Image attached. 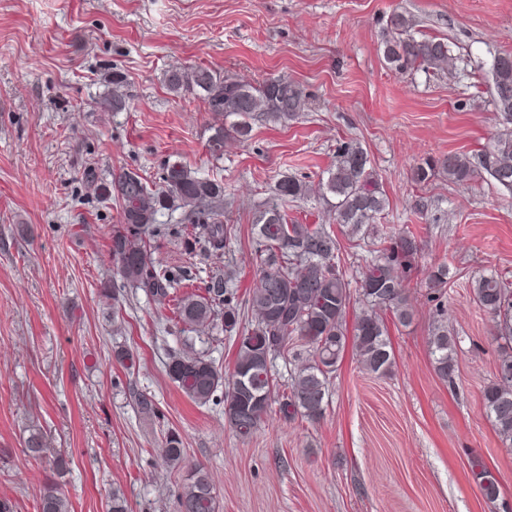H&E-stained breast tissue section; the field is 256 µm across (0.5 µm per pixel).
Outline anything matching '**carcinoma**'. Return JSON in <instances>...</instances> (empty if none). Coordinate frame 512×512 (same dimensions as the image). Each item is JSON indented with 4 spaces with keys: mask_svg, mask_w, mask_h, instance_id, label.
<instances>
[{
    "mask_svg": "<svg viewBox=\"0 0 512 512\" xmlns=\"http://www.w3.org/2000/svg\"><path fill=\"white\" fill-rule=\"evenodd\" d=\"M383 54L398 72L436 70L451 59L448 39L416 38L412 20L403 13L390 18ZM491 73L498 135L475 162L451 152L425 160L413 169L415 182L425 183L442 173L451 183L467 184L483 171L497 186L512 191V51L494 57ZM105 82L108 93L101 108L125 110L124 75L114 69ZM166 84L174 93L201 96L212 115L232 119L216 126L210 139L219 148L226 139L249 138L254 121L286 123L306 106L303 90L285 77L255 85L205 66H190L169 70ZM100 190L103 199L115 200L121 209L120 223L112 227L111 258L122 286L140 290L160 304L173 301L182 333L219 329L236 338L232 372L224 373L205 353L194 350L192 339L186 337L184 348L169 356L167 374L194 404L223 406L224 421L237 436L250 437L274 403L286 419H321L328 406L329 379L349 344L365 370L383 376L393 368L389 324L405 326L412 320L405 273L421 252V242L412 231L388 232L383 237L388 246L369 250L359 277L352 281L341 268L334 232L322 224L288 223L284 205L308 196L310 188L306 181L284 174L277 179L270 201L252 216L256 287L244 303L236 300L232 278L221 274L204 282L200 292L177 296L180 274L153 258L156 217L162 210H184L185 219L197 225L184 240L185 250L217 256L230 233L224 225V183L181 163H168L156 189L139 173L122 170ZM318 190L336 199L335 221L349 239L363 241L380 233L375 221L385 211L387 199L372 180L370 160L359 143L350 140L338 146L336 160L323 172ZM448 274V266L440 265L427 272L425 284L440 317L429 336L434 371L442 381L452 383L458 372L459 340L441 321L445 315L441 289L448 284ZM471 287L474 303L495 323L494 341L500 349L494 379L482 390L483 410L501 443L512 448V283L499 274H479ZM354 302L362 308L349 323L347 313ZM296 341L308 346L307 357L289 353ZM279 357L296 363L290 381L283 385L273 373ZM133 399L142 414L156 415L152 395L135 392ZM161 445L164 462L182 473L176 491L178 512H216L211 474L204 465L187 460L181 435L169 431ZM47 452L43 433L32 430L23 448L25 461L46 462L53 474L40 491L37 512H69L56 480L66 461L50 459ZM470 469L482 496L496 503L500 481L486 478L488 467L477 457L471 459Z\"/></svg>",
    "mask_w": 512,
    "mask_h": 512,
    "instance_id": "carcinoma-1",
    "label": "carcinoma"
}]
</instances>
